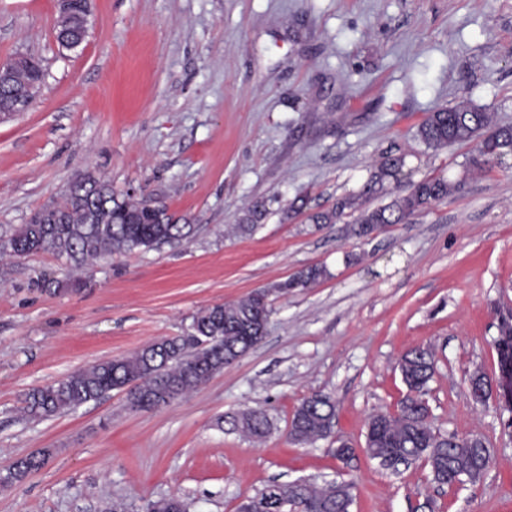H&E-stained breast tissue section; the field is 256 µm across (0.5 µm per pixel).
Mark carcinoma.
Masks as SVG:
<instances>
[{
  "instance_id": "obj_1",
  "label": "carcinoma",
  "mask_w": 512,
  "mask_h": 512,
  "mask_svg": "<svg viewBox=\"0 0 512 512\" xmlns=\"http://www.w3.org/2000/svg\"><path fill=\"white\" fill-rule=\"evenodd\" d=\"M56 29L74 49L84 42L86 33L76 19L58 21ZM8 69L14 88L25 89L40 75L41 66L32 58L18 55L9 61ZM418 137L434 150L477 142L476 152L467 160L469 170H484L512 154V124L498 121L495 113L468 100L428 113L418 128ZM404 165L401 156L386 157L359 192L339 198L332 211L317 213L312 220L330 224L348 210L356 215L352 233L359 237L380 225L403 223L461 188L460 181L424 178L390 203L367 207L366 199L401 175ZM52 208L61 223L23 224L0 245V251L15 256L50 251L82 267L115 254L181 242L188 239L191 231V225L180 223L165 205H150L130 195L119 198L108 181L91 172L83 175L82 185L53 203ZM264 216L265 204L256 200L243 212L237 229L250 232ZM325 276L324 268L309 267L278 287L286 293L290 288H307ZM270 316L264 291L234 303L204 308L193 318L188 335L153 343L129 357L97 362L51 385L33 389L25 396L24 410L33 418H49L113 390L125 391L127 403L140 409L167 405L197 390L212 374L259 344L264 338L263 325ZM497 331L498 337L493 340L497 364L512 365V315L499 317ZM399 369L408 393L397 412H377L369 417L365 436L369 459L387 468L425 460L431 481L441 487L452 484L455 474L468 472L469 464L484 476L495 463L486 438L460 437L456 433L448 436L434 426L430 417L424 396L436 372L434 352L428 347L412 349L401 357ZM487 386L485 373L471 380L469 392L475 404L488 402ZM336 414L333 396L314 392L294 412L289 435L299 444L326 438L333 433ZM230 423L233 429L254 439H262L271 431L268 415L261 408L234 415ZM44 462L41 454L19 459L5 475H0V483L22 481L40 470ZM344 488L343 496L336 498L328 494L325 486L314 482L305 481L298 486L270 481L239 508L258 503V512H278L284 500L294 505L296 512H350L354 484L346 482ZM148 510L185 512V503L171 496L151 502Z\"/></svg>"
}]
</instances>
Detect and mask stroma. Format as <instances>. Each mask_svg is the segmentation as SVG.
Masks as SVG:
<instances>
[{
    "label": "stroma",
    "mask_w": 512,
    "mask_h": 512,
    "mask_svg": "<svg viewBox=\"0 0 512 512\" xmlns=\"http://www.w3.org/2000/svg\"><path fill=\"white\" fill-rule=\"evenodd\" d=\"M55 0H0V63L38 58L41 89L0 119V243L84 173L123 196L165 204L190 242L138 249L82 272L50 252L0 257V472L48 460L0 485V512H145L172 495L188 512H236L270 480L354 483L351 512H512V434L497 400L475 404L468 378L497 370L493 339L512 309V156L469 176L473 146L429 149L428 112L465 98L512 123V0H93L80 48L55 39ZM388 154L411 181L442 176L462 190L403 224L352 235L353 214L316 224L359 191ZM305 213L286 217L297 197ZM267 215L228 236L250 201ZM318 266L310 288L273 285ZM269 290L257 346L169 405L130 408L111 392L68 413L23 417L30 390L148 342L188 332L203 307ZM433 347L426 400L435 427L482 434L495 465L482 482L432 483L421 464L393 472L362 451L369 416L397 411L398 363ZM338 404L335 440L290 441L314 392ZM266 408L260 444L234 413ZM45 462V456L41 454H30L17 460L8 467L4 476L0 475V483H13L26 479L32 473L40 470Z\"/></svg>",
    "instance_id": "1"
}]
</instances>
